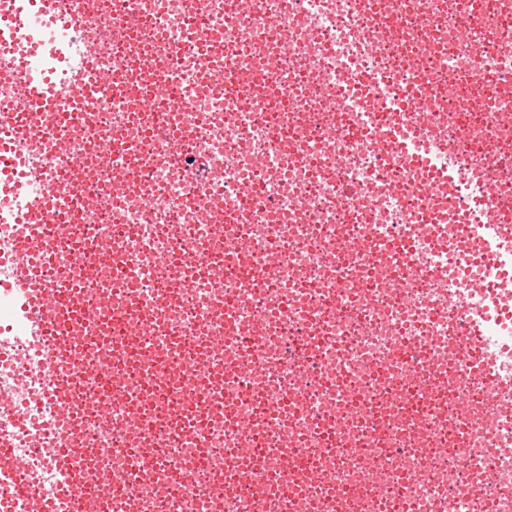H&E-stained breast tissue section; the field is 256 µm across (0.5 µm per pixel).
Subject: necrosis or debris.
Listing matches in <instances>:
<instances>
[{
	"label": "necrosis or debris",
	"instance_id": "1",
	"mask_svg": "<svg viewBox=\"0 0 512 512\" xmlns=\"http://www.w3.org/2000/svg\"><path fill=\"white\" fill-rule=\"evenodd\" d=\"M247 2L56 0L83 26L37 13L16 38L38 48L33 81L95 63L39 122L60 151L16 147L31 190L62 180L83 202L53 227L54 269L104 268L80 281L66 345L125 358L66 390L88 512H512V389L464 364L485 273L456 265L448 233L465 218L512 235V0ZM144 52L120 95L97 81ZM76 111L88 130L61 123ZM389 128L429 165L390 151ZM116 132L146 148L102 166ZM14 345L28 373L0 364V392L36 420L15 452L49 495L55 377ZM385 134L396 142L400 154L410 156L423 164H426V161L428 162V154L412 135L403 134L392 128L387 129Z\"/></svg>",
	"mask_w": 512,
	"mask_h": 512
}]
</instances>
